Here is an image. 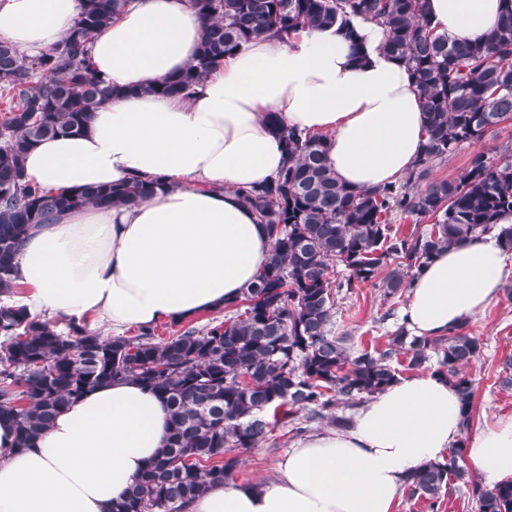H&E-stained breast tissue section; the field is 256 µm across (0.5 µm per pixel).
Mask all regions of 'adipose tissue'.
<instances>
[{"label": "adipose tissue", "instance_id": "ef3b65f1", "mask_svg": "<svg viewBox=\"0 0 512 512\" xmlns=\"http://www.w3.org/2000/svg\"><path fill=\"white\" fill-rule=\"evenodd\" d=\"M437 32L474 41L498 25L501 0H428ZM81 0H0V40L34 57L55 48ZM271 34L242 46L190 97L155 93L195 57L204 23L189 0H131L93 40L97 76L118 94L87 130L48 138L26 154L24 177L57 193L160 178L153 195L103 211L61 214L25 238L15 302L31 317L87 325L102 338L181 323L239 300L272 249L240 190L269 184L286 161L268 113L327 138V162L353 188L404 176L422 153L426 118L407 66L380 53L384 30ZM512 264L496 237L435 255L415 276L400 320L441 336L497 301ZM170 414L133 381L99 386L68 404L31 447L0 423V512H110L167 442ZM486 484L512 479V416L466 434L458 394L438 372L399 377L343 428L299 437L255 484L228 482L190 512H395L408 478L445 459L458 440Z\"/></svg>", "mask_w": 512, "mask_h": 512}]
</instances>
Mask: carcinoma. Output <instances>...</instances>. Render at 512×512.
<instances>
[{
    "instance_id": "cac0c4a2",
    "label": "carcinoma",
    "mask_w": 512,
    "mask_h": 512,
    "mask_svg": "<svg viewBox=\"0 0 512 512\" xmlns=\"http://www.w3.org/2000/svg\"><path fill=\"white\" fill-rule=\"evenodd\" d=\"M128 0H82L81 11L52 51L29 58L0 41V86L10 105L0 121V293L13 291L16 256L30 231L67 211L109 210L145 199L156 179H132L53 194L23 180L25 154L39 142L79 133L92 112L115 94L96 76L90 44ZM427 0H190L205 28L194 60L163 78L153 92L187 97L244 44L269 33L287 37L306 28L362 20L384 28L379 51L405 63L422 100L427 142L405 182L374 189L342 183L327 167L324 138L303 135L268 113L287 161L274 181L241 192L273 241L269 260L237 302L201 328L162 339L153 327L102 340L83 325L59 332L22 309L0 305V422L15 427L27 448L57 414L87 390L131 379L168 406L164 448L133 481L112 512H187L209 488L234 476L238 451L270 440L277 427L297 435L305 424L334 427L336 414L399 378V366L437 371L458 391L470 424L476 390L466 368L483 344L458 328L432 338L401 324L371 355L334 331L338 297L371 284L402 295L416 271L440 250L495 233L512 252V150L499 159L473 154L454 180L433 179L431 165L465 143L483 141L512 122V0H503L498 27L480 41L436 32ZM430 227L402 235L388 216ZM348 271L336 281L331 264ZM464 444L444 463L410 477V496L435 505L450 478L465 476ZM475 512H512V480L491 487L471 482Z\"/></svg>"
}]
</instances>
